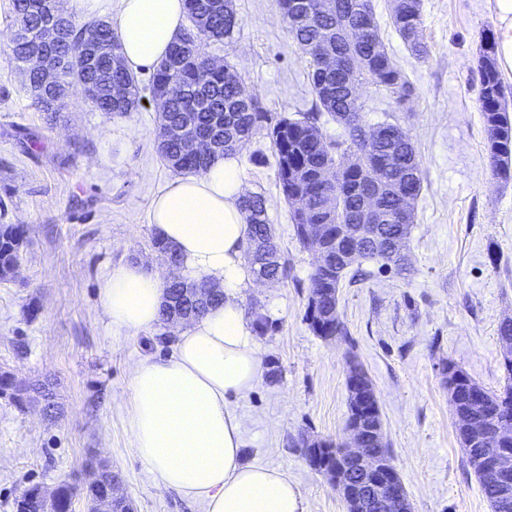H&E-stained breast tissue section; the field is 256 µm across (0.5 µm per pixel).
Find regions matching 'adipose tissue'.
<instances>
[{
    "label": "adipose tissue",
    "mask_w": 512,
    "mask_h": 512,
    "mask_svg": "<svg viewBox=\"0 0 512 512\" xmlns=\"http://www.w3.org/2000/svg\"><path fill=\"white\" fill-rule=\"evenodd\" d=\"M86 16L116 14L121 62L138 70L158 64L186 19L185 0H72ZM238 154L214 159L207 170L176 179L150 204L156 236L173 246L189 279H206L224 293L223 305L181 327L172 353L137 362L130 374V445L158 490L200 502L204 512H304L286 472L246 464L244 423L232 398L249 393L262 358L239 298L250 280L242 253L246 218ZM164 285L133 262L111 269L101 304L117 334L151 329Z\"/></svg>",
    "instance_id": "1"
}]
</instances>
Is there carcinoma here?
<instances>
[{
    "mask_svg": "<svg viewBox=\"0 0 512 512\" xmlns=\"http://www.w3.org/2000/svg\"><path fill=\"white\" fill-rule=\"evenodd\" d=\"M43 0H12V13L18 23L13 56L22 70L28 88H38L34 104L43 112H58L65 100L82 93L100 112L121 115L134 110L140 102L135 75L111 62L118 56V36L102 20L77 26L62 13L54 17L57 42L45 49L41 28L47 19L41 10ZM311 21L298 18L295 0H281L283 18L296 47L310 57L309 73L315 105L298 118H275L264 111L257 98L246 91L231 66L207 67V58L199 51L202 42L223 41L233 36L238 20L231 0H186L185 27L171 46L167 56L156 66L152 79L154 97L164 98L157 150L161 159L180 174H199L218 155L240 150L256 134L265 132L270 140L280 192L288 204L290 220L297 241L316 251L326 250L329 263L315 268L312 291L308 298L306 320L311 331L322 338L345 336L347 329L339 312V289L350 268L364 261L383 266H399L405 261L393 240L405 244L413 224L411 202L421 193L423 173L415 148L403 130L384 121L376 125L380 136L372 140L366 133L363 104L350 97L349 83L356 80L374 84L404 101L412 95L413 85L406 73L385 49L376 21L373 0H308ZM391 25L399 37L419 58L429 54L421 20V0H394ZM495 37L486 29L480 36L477 60L479 74L478 101L487 131L486 151L492 173L498 179L512 180V92L507 91L498 70ZM42 53L45 67L53 81H43L44 71L27 67V58ZM328 57L330 62L321 63ZM121 85L125 95L112 96V87ZM328 114L344 128L347 138L331 142L322 131L321 119ZM192 125L202 136L213 140L205 152L190 150L183 137L170 131ZM378 183L385 235L377 245H365L356 259L345 256L348 224L358 211L373 183ZM246 215L247 245L244 261L251 273L261 271L269 281L287 277L275 243V230L269 222L266 201L259 193H246L238 201ZM328 226L327 234L316 239L317 226ZM27 228L21 224H0V279L8 280L22 258ZM152 246L172 269L181 267L176 249L153 238ZM195 283L172 274L164 288V302L159 322L170 323L172 312L190 322L209 309L224 303L221 290L199 299L183 294ZM461 375V380L447 381L452 396L456 432L463 448L467 467L480 483L492 512H512L501 507L499 489L483 449L473 443V435L462 429V419L476 415L469 402L470 392L481 388L463 369L448 362ZM507 384L503 391L486 392L480 425L489 430L502 421L512 420V365L505 366ZM363 389L346 384L348 391L347 422L357 420L355 408L359 393L371 398L379 409L375 389L368 374H363ZM0 395L15 403L50 402L53 393L43 385L17 384L11 375L0 372ZM362 434L366 447L383 457H390L382 437V421L376 414L366 422ZM309 462L316 460L336 465L338 447L331 442L318 447L302 444ZM30 487L16 501V512H69L75 489L69 484L59 487L56 498L43 503L31 498Z\"/></svg>",
    "mask_w": 512,
    "mask_h": 512,
    "instance_id": "1",
    "label": "carcinoma"
}]
</instances>
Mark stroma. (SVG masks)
<instances>
[{"mask_svg": "<svg viewBox=\"0 0 512 512\" xmlns=\"http://www.w3.org/2000/svg\"><path fill=\"white\" fill-rule=\"evenodd\" d=\"M373 2L383 43L413 85L403 102L372 85L363 90L367 125L398 124L421 161L409 265L363 262L339 293L347 337L315 336L305 314L316 255L294 236L268 138L245 145L243 186L265 196L288 276L249 283L240 295L244 311L260 307L276 325L256 339L264 375L233 402L246 426L244 460L286 471L304 512H345L299 442L345 441L355 361L374 385L413 512H491L465 467L442 366L455 362L490 391L506 384L497 329L512 318V181L491 171L477 73L481 32H502L497 0H422L424 59L391 26V0ZM232 6V38L204 43L206 55L232 65L265 111L292 117L310 109V59L294 44L279 0ZM14 30L11 0H0V224L29 227L18 272L0 281V371L49 383L62 413L51 419L0 396V512H16L30 486L73 483L99 461L122 473L135 512H202L154 487L126 428L131 368L168 356L174 329L116 335L100 299L108 271L124 263L169 274L149 223L152 199L175 178L156 150L152 72L136 71L141 101L126 115L99 112L79 94L62 111L43 112L12 56ZM274 366L275 381L267 374Z\"/></svg>", "mask_w": 512, "mask_h": 512, "instance_id": "obj_1", "label": "stroma"}]
</instances>
